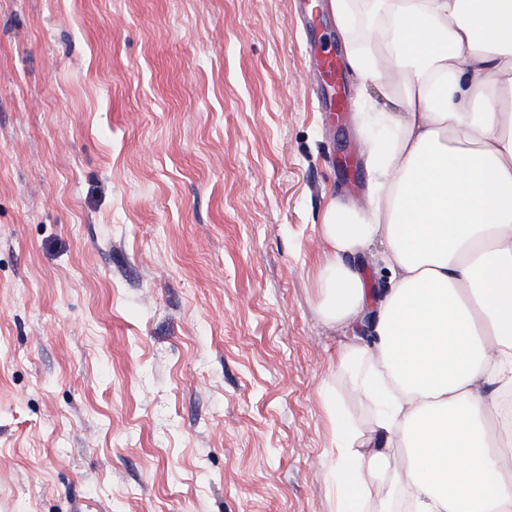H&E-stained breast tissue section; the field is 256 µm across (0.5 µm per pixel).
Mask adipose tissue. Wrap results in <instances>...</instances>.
Listing matches in <instances>:
<instances>
[{"instance_id":"adipose-tissue-1","label":"adipose tissue","mask_w":512,"mask_h":512,"mask_svg":"<svg viewBox=\"0 0 512 512\" xmlns=\"http://www.w3.org/2000/svg\"><path fill=\"white\" fill-rule=\"evenodd\" d=\"M379 22L350 61L399 108L375 122L366 205L330 201L316 272L331 329L370 321L340 353L369 432L333 427L327 471L342 512L394 474L411 512H512V428L493 419L512 390V0H374ZM389 272L355 265L374 244ZM405 458L394 467L390 451ZM372 252L375 256H367L362 260L363 272L368 287L380 288L386 284L388 272L378 257L381 248H373Z\"/></svg>"}]
</instances>
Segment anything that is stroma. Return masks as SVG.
I'll return each instance as SVG.
<instances>
[{
	"label": "stroma",
	"instance_id": "1",
	"mask_svg": "<svg viewBox=\"0 0 512 512\" xmlns=\"http://www.w3.org/2000/svg\"><path fill=\"white\" fill-rule=\"evenodd\" d=\"M0 0V512H339L322 0Z\"/></svg>",
	"mask_w": 512,
	"mask_h": 512
}]
</instances>
